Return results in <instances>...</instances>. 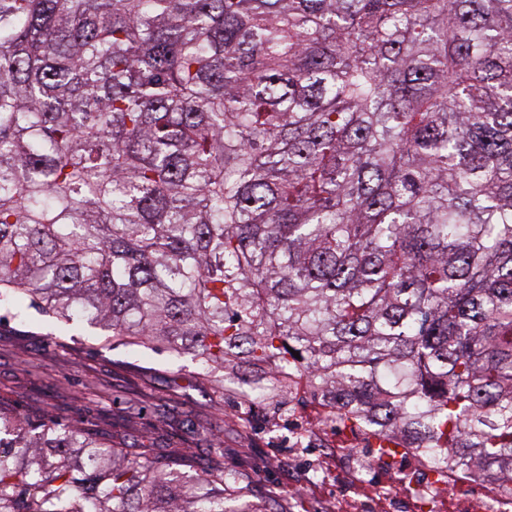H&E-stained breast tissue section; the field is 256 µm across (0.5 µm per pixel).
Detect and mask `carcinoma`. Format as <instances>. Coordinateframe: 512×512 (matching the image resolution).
<instances>
[{
  "label": "carcinoma",
  "instance_id": "obj_1",
  "mask_svg": "<svg viewBox=\"0 0 512 512\" xmlns=\"http://www.w3.org/2000/svg\"><path fill=\"white\" fill-rule=\"evenodd\" d=\"M35 313L512 469V0H0V317ZM223 452L0 411V512H286Z\"/></svg>",
  "mask_w": 512,
  "mask_h": 512
}]
</instances>
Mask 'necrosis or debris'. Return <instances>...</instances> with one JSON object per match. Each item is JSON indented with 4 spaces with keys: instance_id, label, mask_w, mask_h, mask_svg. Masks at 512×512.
I'll return each mask as SVG.
<instances>
[{
    "instance_id": "obj_1",
    "label": "necrosis or debris",
    "mask_w": 512,
    "mask_h": 512,
    "mask_svg": "<svg viewBox=\"0 0 512 512\" xmlns=\"http://www.w3.org/2000/svg\"><path fill=\"white\" fill-rule=\"evenodd\" d=\"M311 429L330 433L315 453L336 465L335 474H318L329 489L317 512H335L340 499L353 503L354 512H512V478L474 477L429 448L403 449L387 465L358 447V430L335 428L325 413Z\"/></svg>"
}]
</instances>
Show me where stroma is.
I'll return each mask as SVG.
<instances>
[{
    "label": "stroma",
    "instance_id": "1",
    "mask_svg": "<svg viewBox=\"0 0 512 512\" xmlns=\"http://www.w3.org/2000/svg\"><path fill=\"white\" fill-rule=\"evenodd\" d=\"M189 358L113 342L84 323L47 316L0 324V405L36 423L46 415L91 418L114 435L163 437L207 459L214 440L224 464L254 475L255 507L276 499L304 512L300 499L270 468L262 438H281L280 417L241 406L236 394L214 408L210 387L194 377Z\"/></svg>",
    "mask_w": 512,
    "mask_h": 512
}]
</instances>
